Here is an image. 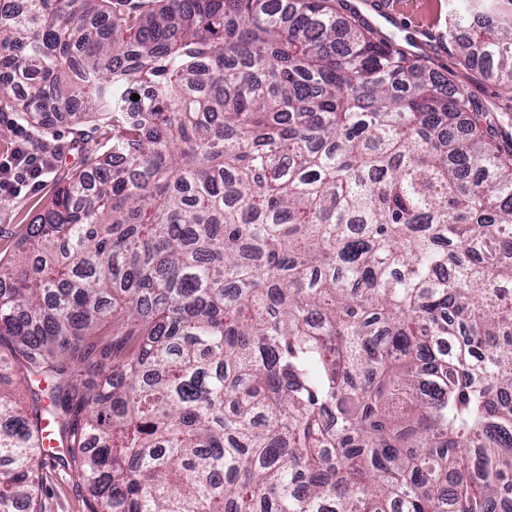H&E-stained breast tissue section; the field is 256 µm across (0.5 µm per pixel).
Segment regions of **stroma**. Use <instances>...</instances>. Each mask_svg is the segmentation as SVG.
Masks as SVG:
<instances>
[{"mask_svg":"<svg viewBox=\"0 0 512 512\" xmlns=\"http://www.w3.org/2000/svg\"><path fill=\"white\" fill-rule=\"evenodd\" d=\"M437 10H430L426 0H345V10L357 13L375 35L395 41L407 51L423 57L428 65L447 75L450 82L463 86L474 108L492 111L496 119L495 141L512 142V92L495 79L483 78L464 67L457 50L448 39V0H438ZM97 141L101 132L93 123L77 127L56 122L46 131H38L14 114H0V158L22 140L33 147H46L58 153L54 167L36 188H23L16 196H0V260L9 261L15 242L24 235L31 218L53 197L58 184L81 169L88 159L84 144ZM42 512H87L85 491L70 467L51 461L43 470Z\"/></svg>","mask_w":512,"mask_h":512,"instance_id":"1","label":"stroma"}]
</instances>
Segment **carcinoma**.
Masks as SVG:
<instances>
[{
  "instance_id": "cac0c4a2",
  "label": "carcinoma",
  "mask_w": 512,
  "mask_h": 512,
  "mask_svg": "<svg viewBox=\"0 0 512 512\" xmlns=\"http://www.w3.org/2000/svg\"><path fill=\"white\" fill-rule=\"evenodd\" d=\"M448 37L512 91V0ZM0 112L105 128L0 263V512L46 420L88 512H503L512 153L446 75L332 0H10Z\"/></svg>"
}]
</instances>
